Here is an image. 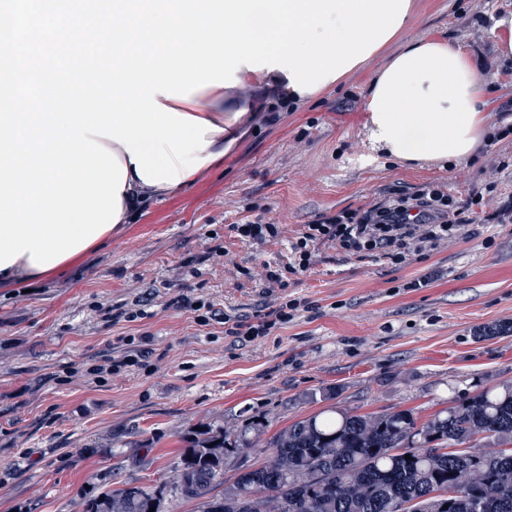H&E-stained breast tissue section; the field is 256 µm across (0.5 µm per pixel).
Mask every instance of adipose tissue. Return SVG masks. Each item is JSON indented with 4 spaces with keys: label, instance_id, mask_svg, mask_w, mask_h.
Here are the masks:
<instances>
[{
    "label": "adipose tissue",
    "instance_id": "obj_1",
    "mask_svg": "<svg viewBox=\"0 0 512 512\" xmlns=\"http://www.w3.org/2000/svg\"><path fill=\"white\" fill-rule=\"evenodd\" d=\"M404 29L395 38L401 47L370 78L364 94L366 128L372 152L384 154L401 165L422 161L457 164L471 158L487 142L485 125V84L480 61L451 41L407 40ZM236 86H211L180 100L159 96L158 101L178 113L210 122L206 151L212 163L229 153L242 132L248 113H254L276 100L296 103L311 100L308 92L293 89L280 70L252 71L241 68ZM105 148L116 154L127 168L120 193V223H129L146 196L163 198L177 187L196 181L180 171V183L146 185L123 145L105 140Z\"/></svg>",
    "mask_w": 512,
    "mask_h": 512
}]
</instances>
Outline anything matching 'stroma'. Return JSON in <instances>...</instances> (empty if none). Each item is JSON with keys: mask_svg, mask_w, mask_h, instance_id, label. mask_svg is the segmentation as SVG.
Here are the masks:
<instances>
[{"mask_svg": "<svg viewBox=\"0 0 512 512\" xmlns=\"http://www.w3.org/2000/svg\"><path fill=\"white\" fill-rule=\"evenodd\" d=\"M512 0H415L406 38H452L491 51V15ZM399 48L388 44L340 87L278 105L279 119L248 122L222 163L193 186L148 198L109 245L40 280L0 285V512H87L125 482L163 490V512H200L176 499L185 439L251 423L265 436L339 407L355 414L411 411L426 422L476 390L512 382V223L461 227L447 245L400 266L323 245L283 297L311 305L287 328L251 342L197 326L182 296L247 315L264 288L249 275L282 263L302 225L384 191L442 183L454 207L473 193L492 213L512 197V62L493 63L487 123L506 130L451 168L365 163L364 87ZM504 169L491 171V158ZM282 223L262 245L236 237L245 217ZM233 253L225 265L215 247ZM431 282L413 287L414 279ZM145 304L153 318L112 323L106 309ZM503 326L495 337L479 330ZM149 331V367L89 382L86 370L117 336Z\"/></svg>", "mask_w": 512, "mask_h": 512, "instance_id": "stroma-1", "label": "stroma"}]
</instances>
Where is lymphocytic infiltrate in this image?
Wrapping results in <instances>:
<instances>
[{
	"mask_svg": "<svg viewBox=\"0 0 512 512\" xmlns=\"http://www.w3.org/2000/svg\"><path fill=\"white\" fill-rule=\"evenodd\" d=\"M466 219L460 210L450 208L443 185L429 183L415 192L393 189L365 209H342L320 221L304 225L290 247L286 263L268 262L256 267L253 277L262 282L265 298L249 315L217 316L214 311L196 315L201 326L219 320L224 333L254 340L272 335L295 318L298 302L275 299V289L288 285L290 277L307 272L314 263L315 249L331 244L346 254L371 257L401 265L425 248L447 243ZM149 333L117 337L115 356L95 365L93 375L110 374L125 366H133L147 358Z\"/></svg>",
	"mask_w": 512,
	"mask_h": 512,
	"instance_id": "f902f5d3",
	"label": "lymphocytic infiltrate"
}]
</instances>
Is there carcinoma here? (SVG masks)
I'll use <instances>...</instances> for the list:
<instances>
[{
	"label": "carcinoma",
	"instance_id": "cac0c4a2",
	"mask_svg": "<svg viewBox=\"0 0 512 512\" xmlns=\"http://www.w3.org/2000/svg\"><path fill=\"white\" fill-rule=\"evenodd\" d=\"M263 434H191L175 490L204 512H512V383L484 387L417 424L409 410L304 417L268 442V458L224 484L228 454ZM410 459H405V456ZM161 512L162 491L126 484L87 512Z\"/></svg>",
	"mask_w": 512,
	"mask_h": 512
}]
</instances>
